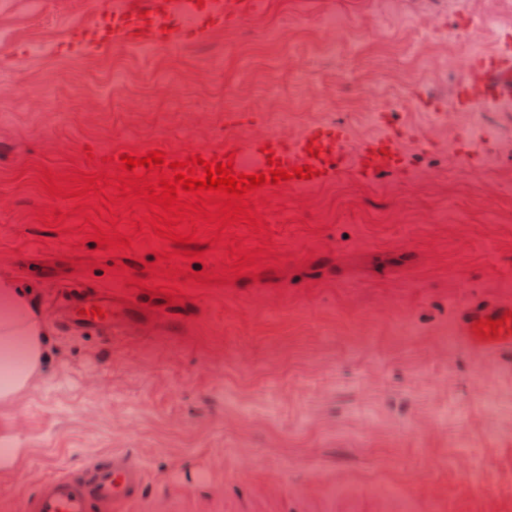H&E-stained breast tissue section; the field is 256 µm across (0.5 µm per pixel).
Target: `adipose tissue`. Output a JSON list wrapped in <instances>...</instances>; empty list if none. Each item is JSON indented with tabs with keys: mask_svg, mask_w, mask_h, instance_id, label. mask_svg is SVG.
Here are the masks:
<instances>
[{
	"mask_svg": "<svg viewBox=\"0 0 512 512\" xmlns=\"http://www.w3.org/2000/svg\"><path fill=\"white\" fill-rule=\"evenodd\" d=\"M47 326L29 290L0 280V406L15 404L50 360Z\"/></svg>",
	"mask_w": 512,
	"mask_h": 512,
	"instance_id": "1",
	"label": "adipose tissue"
}]
</instances>
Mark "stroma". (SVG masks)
I'll use <instances>...</instances> for the list:
<instances>
[{"instance_id": "1", "label": "stroma", "mask_w": 512, "mask_h": 512, "mask_svg": "<svg viewBox=\"0 0 512 512\" xmlns=\"http://www.w3.org/2000/svg\"><path fill=\"white\" fill-rule=\"evenodd\" d=\"M101 0H6L0 28V280L38 302L69 279L100 288L144 278L163 239L132 240L127 272L81 227L76 199L45 171H98L113 150L164 141L220 148L255 126L350 132L351 146L408 127L406 175L368 186L344 174L310 192L264 195L257 272L231 275L224 247L195 243L207 285L174 283L178 334L149 327L105 340L50 326L55 352L14 405L0 407V512H23L47 474L120 450L147 470L131 512H512V370L449 336L474 297L512 296V150L470 168L452 112L470 36L491 14V49L512 0H271L269 10L177 49L57 53ZM439 23L427 39L409 15ZM339 26L327 25L328 17ZM428 89L450 114L413 105ZM385 108L386 122L371 114ZM431 148H424V141ZM65 212L59 227L44 212Z\"/></svg>"}]
</instances>
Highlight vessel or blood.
<instances>
[{"label":"vessel or blood","mask_w":512,"mask_h":512,"mask_svg":"<svg viewBox=\"0 0 512 512\" xmlns=\"http://www.w3.org/2000/svg\"><path fill=\"white\" fill-rule=\"evenodd\" d=\"M267 5L268 0H116L106 17L81 26L71 48L77 53L113 46L177 49L200 41L209 30L239 24ZM453 97L456 111L464 114L511 103L512 41L506 39L493 51L470 55L466 74L455 85ZM408 136V130L394 129L368 140L352 154L347 150L348 133L340 126L316 125L302 136L259 129L244 138L226 139L221 150L202 149L201 155L206 160L232 162L236 172L246 174L266 172L272 159L286 169H318L316 177L288 183L289 188L308 192L325 185L329 176L346 170L371 181L379 172L404 168L398 144ZM312 141L321 149L319 157H311L307 150ZM270 149L275 152L271 158L266 155ZM95 306L103 309V316H90ZM508 311L512 312V298L508 296L472 300L455 314L452 334L465 346L511 364L512 319L504 317ZM153 314L152 308L132 297L126 288L90 290L75 284L58 305L54 321L67 330L107 338L138 327L142 319ZM486 318L504 320L498 336L482 338L476 334L477 320ZM144 482L142 462L115 451L88 459L76 474L59 467L27 499L25 512H92L96 504L108 506L110 512H131Z\"/></svg>","instance_id":"b4317fda"}]
</instances>
